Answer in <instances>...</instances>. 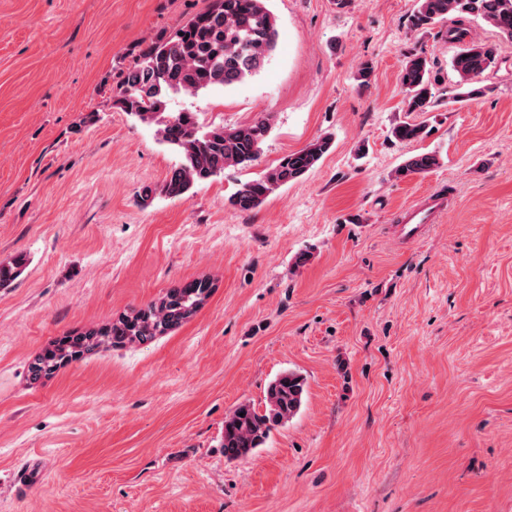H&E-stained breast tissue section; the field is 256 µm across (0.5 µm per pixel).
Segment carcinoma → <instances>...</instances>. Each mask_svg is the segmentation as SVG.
<instances>
[{
	"instance_id": "carcinoma-1",
	"label": "carcinoma",
	"mask_w": 512,
	"mask_h": 512,
	"mask_svg": "<svg viewBox=\"0 0 512 512\" xmlns=\"http://www.w3.org/2000/svg\"><path fill=\"white\" fill-rule=\"evenodd\" d=\"M481 19L512 40V0H418L411 27L427 29L450 21L447 36L461 44L452 60L459 84L467 87L466 97L482 95L485 89L473 86L474 80L494 64L495 49L477 41H466V19ZM276 18L266 0H212L167 39L150 44L122 77L114 105L141 123L155 127L157 140L176 151L181 161L161 188L170 197H181L197 183L224 173L229 167L245 168L257 159L260 145L269 131V118L259 116L254 122L232 128L203 129L194 112H168L172 96L196 95L216 88L244 82L260 73L277 45ZM436 83L431 62L423 52L407 57L401 71L408 112L432 111ZM425 126L402 122L392 129L394 138L417 140ZM332 139L319 138L304 149L283 157L263 175L240 184L229 198L239 211L260 207L268 196L282 186L305 176L329 151ZM440 158L424 153L408 158L396 169L399 178L423 174L439 167ZM25 258L0 262V287H8L22 273ZM208 280H192L168 289L162 305L150 304L147 311L132 319H118L85 333L88 341L78 353L66 346L65 338L56 341L51 358L71 356L115 347L127 342H148L183 323L179 309L203 301L210 293ZM306 395V378L287 370L273 379L266 392L263 411L243 403L224 420V457L238 460L262 446L274 426L285 425L300 411Z\"/></svg>"
}]
</instances>
